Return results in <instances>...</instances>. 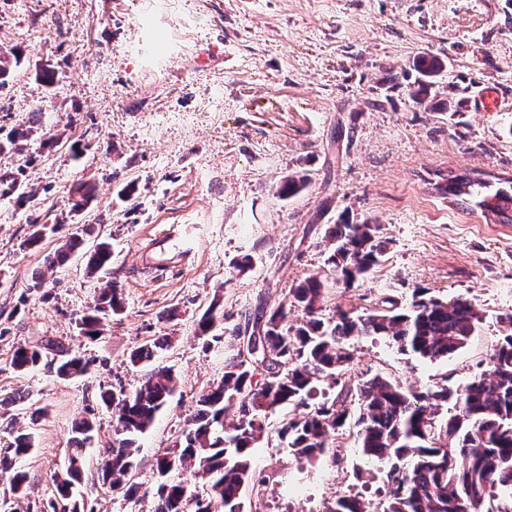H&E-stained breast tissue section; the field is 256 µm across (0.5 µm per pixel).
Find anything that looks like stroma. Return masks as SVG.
I'll return each instance as SVG.
<instances>
[{
	"label": "stroma",
	"instance_id": "1",
	"mask_svg": "<svg viewBox=\"0 0 512 512\" xmlns=\"http://www.w3.org/2000/svg\"><path fill=\"white\" fill-rule=\"evenodd\" d=\"M13 47L26 60L0 86V129L27 124L40 106L44 131L65 137L48 152L32 136L27 165L0 155V179L15 177L34 196L23 208L0 196V397L26 392L7 414L34 435L20 463V512L54 502L68 433L84 416L95 425L75 488L85 512H154L156 458L223 377L238 348L230 328L287 302L289 288L313 275L326 281L327 318L340 307H403L418 288L464 296L483 315L467 345L438 361L355 340L341 384L380 375L423 391L487 369L505 333L500 317L512 312V224L456 206L437 183L451 168L512 176V0H0V49ZM423 56L442 58L445 69L419 107L409 91ZM43 66L57 71L55 89L39 80ZM478 87L490 91L492 111L475 108ZM448 100L456 112L435 111ZM75 141L87 146L77 160ZM299 171L307 188L279 196ZM82 182L95 183L97 197L74 213L69 191ZM130 183L134 199L120 198ZM344 212L379 225L386 242L353 288L336 285L325 264V232ZM54 224L40 246L23 248L37 227ZM78 224L95 225L112 244L102 279L87 277L79 254L48 266ZM176 224L190 225L198 250L162 277L141 255L149 235ZM245 255L251 267L241 272ZM39 273L40 293L29 288ZM104 280L121 290L124 310L90 341L74 320ZM215 301L226 335H197ZM46 338L81 352L89 371L63 380L43 366L11 368L17 346ZM157 338L168 341L157 363L175 372L178 390L138 439L139 494L130 503L98 478L113 437L99 391L138 387L146 369L130 354ZM283 418L271 416L252 451L271 481L246 489L245 500H261L262 512H324L344 492L375 504L388 497L386 465L362 455L354 425L311 465L278 440Z\"/></svg>",
	"mask_w": 512,
	"mask_h": 512
}]
</instances>
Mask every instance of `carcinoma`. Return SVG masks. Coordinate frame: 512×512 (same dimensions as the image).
I'll return each instance as SVG.
<instances>
[{"label": "carcinoma", "instance_id": "carcinoma-1", "mask_svg": "<svg viewBox=\"0 0 512 512\" xmlns=\"http://www.w3.org/2000/svg\"><path fill=\"white\" fill-rule=\"evenodd\" d=\"M25 61L18 49L0 53V85L10 71ZM422 79L410 92L417 105L427 102L434 78L444 68L437 57L417 61ZM37 109L26 128L0 136V154L21 155L22 142L42 126ZM307 175L291 176L278 193L292 197L307 186ZM439 190L454 200L493 215L496 224H512V178L491 182L477 174L448 173ZM95 200L90 184H79L68 198L73 209H84ZM376 224L358 222L340 215L327 233L325 264L334 281L350 288L365 279L379 264L384 241ZM95 226L83 224L69 233L54 253L51 263L64 265L93 236ZM85 271L94 276L112 262V244L105 238L84 252ZM325 282L311 276L288 289L290 306L303 319L288 323V310L280 305L249 318L251 331L259 333V348L251 359L236 354L224 365L223 378L205 389L196 400L190 427L171 451L156 458L158 476L155 512H214L218 503L224 512H242L241 495L250 484L263 485L267 476L252 465V448L278 410L293 415L282 422L278 437L287 442L295 457L313 461L329 448L331 436L339 433L351 413V398H357L356 441L370 458L386 460L389 497L380 512H501L493 508L498 492L512 495V314L504 316L510 332L498 342L490 368L455 389L446 384L426 391L404 389L380 376L360 383L356 390L343 386L329 398L320 385L338 383V376L353 358L351 343L361 336L386 340L401 353L426 360L445 359L463 349L478 328L482 316L467 298H442L427 289L417 290L409 305L390 308L336 310L325 319L320 303ZM124 309L122 293L105 283L93 305L78 315L79 335L93 340L105 322ZM218 305L212 304L197 320V333L205 336L217 325ZM167 341L155 340L130 354L133 365L153 362ZM11 366L27 372L42 365L60 378L79 377L90 361L71 348L47 340L20 345ZM177 391L169 368L157 366L134 391H100L104 406L112 410L114 438L107 459L99 470L102 482L129 502L139 493L131 481L136 443L154 424L157 414ZM237 408L236 421L225 423L229 407ZM451 408L446 412L445 408ZM93 422L74 423L67 440L65 469L55 476V500L61 512H83L71 500L73 487L81 482L85 451ZM33 448L32 435L17 430L9 448L0 451V471H13L12 495L25 497L27 476L19 467ZM325 512H375L373 503L356 496H338Z\"/></svg>", "mask_w": 512, "mask_h": 512}]
</instances>
